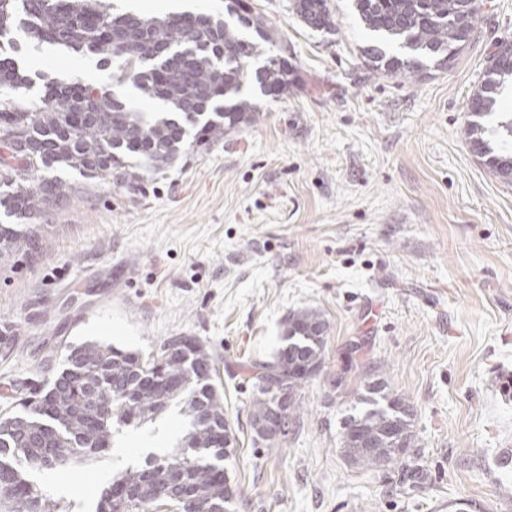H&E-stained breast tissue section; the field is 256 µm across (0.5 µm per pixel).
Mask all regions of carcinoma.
Wrapping results in <instances>:
<instances>
[{"mask_svg":"<svg viewBox=\"0 0 512 512\" xmlns=\"http://www.w3.org/2000/svg\"><path fill=\"white\" fill-rule=\"evenodd\" d=\"M355 10L372 42L361 56L377 74H418L424 59L447 68L470 40L473 27L461 24L470 0H354ZM296 14L308 26H331L327 0H294ZM247 5L235 0L237 21L210 14H180L164 20L134 13L111 14L95 0H0V40L20 30L28 37L74 52H88L100 65L112 67V79L132 82L138 98L162 101L171 112L152 118L138 112L93 82L76 79L45 82L41 105L31 107L19 95L33 83L29 71L9 56H0V83L12 88V99L0 102V264L20 248L40 241L27 221L68 196L67 182L41 178L42 169L76 170L92 179L113 180L131 189L137 174L127 160L154 170L173 163L188 145L189 130L196 142H218L242 124L255 120L256 103L243 85L258 84L264 95L288 90V62L269 55L251 72L250 58L275 44L277 33L263 20L244 15ZM253 30L250 36L247 30ZM128 41L112 44V31ZM512 79V55L493 54L483 81L473 94L469 127L473 152L501 181L512 183V148L495 150L479 118L491 114L504 84ZM328 324L314 311L300 310L285 320L283 346L269 361L251 364L257 387L251 405V426L274 406L270 386L288 390L289 416L300 406L297 390L308 378L293 367L302 359L320 370ZM170 336L152 361L110 344L87 341L65 346L66 368L36 385L29 379L12 387V408L0 415V512H69L50 499L30 476L32 471H70L104 458L112 448V423L125 425L152 420L171 398L141 383V375L162 362L167 375L189 379L179 395L191 416L185 446L195 456H156L144 467L112 477L95 512H228L237 490L224 476V460L234 449L217 442L228 418L224 397L214 385L215 363L205 346L190 343L182 355L165 359ZM366 408L352 420L371 438L366 453L348 439L341 442L345 457L366 468L392 466L413 447V409L377 376L356 392ZM400 437H388L392 425Z\"/></svg>","mask_w":512,"mask_h":512,"instance_id":"cac0c4a2","label":"carcinoma"}]
</instances>
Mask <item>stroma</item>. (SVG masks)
Wrapping results in <instances>:
<instances>
[{
  "label": "stroma",
  "mask_w": 512,
  "mask_h": 512,
  "mask_svg": "<svg viewBox=\"0 0 512 512\" xmlns=\"http://www.w3.org/2000/svg\"><path fill=\"white\" fill-rule=\"evenodd\" d=\"M228 0H102L110 12L225 14ZM275 22L273 53L293 70L259 116L138 189L63 177L73 193L36 217V250L0 266V411L47 352L99 341L147 357L177 334L199 338L220 372L238 445L226 467L231 512H512V184L473 153L470 98L496 45L512 41V0H482L471 42L442 71L367 70L353 0H328L315 29L294 0H246ZM33 75L81 77L136 101L96 58L18 36ZM159 112V103H137ZM329 324L321 372L276 445L254 440L247 367L283 344L288 314ZM379 369L412 404L422 488L340 448L353 392ZM170 405L123 427L108 459L34 473L72 512H95L113 474L183 442Z\"/></svg>",
  "instance_id": "35a3bbf8"
}]
</instances>
